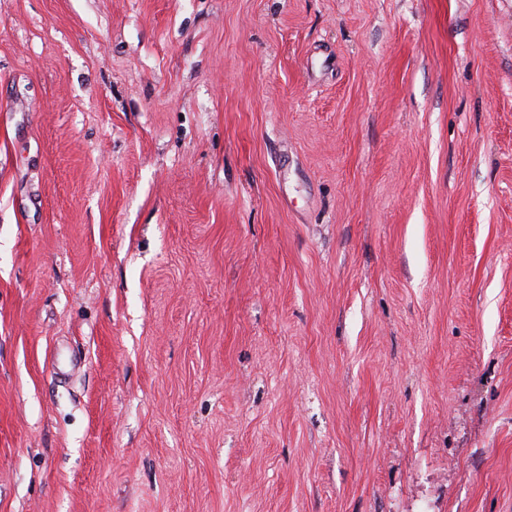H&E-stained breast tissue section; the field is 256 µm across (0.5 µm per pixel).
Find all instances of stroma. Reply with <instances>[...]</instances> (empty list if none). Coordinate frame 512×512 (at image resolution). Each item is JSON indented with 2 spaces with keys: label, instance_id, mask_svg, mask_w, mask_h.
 I'll return each mask as SVG.
<instances>
[{
  "label": "stroma",
  "instance_id": "stroma-1",
  "mask_svg": "<svg viewBox=\"0 0 512 512\" xmlns=\"http://www.w3.org/2000/svg\"><path fill=\"white\" fill-rule=\"evenodd\" d=\"M0 512H512V0H0Z\"/></svg>",
  "mask_w": 512,
  "mask_h": 512
}]
</instances>
